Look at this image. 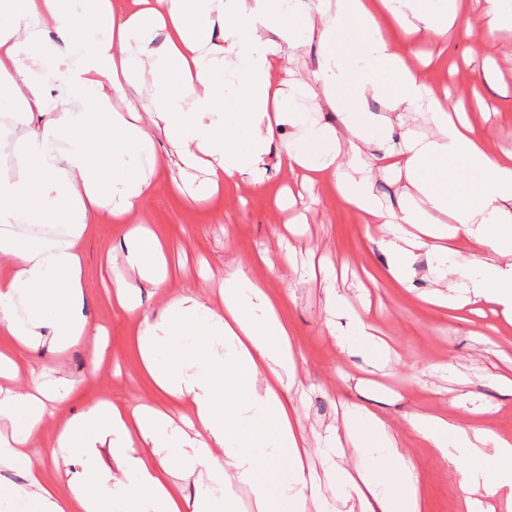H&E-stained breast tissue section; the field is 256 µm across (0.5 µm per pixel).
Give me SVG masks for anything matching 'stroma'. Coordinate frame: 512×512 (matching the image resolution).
I'll use <instances>...</instances> for the list:
<instances>
[{"mask_svg":"<svg viewBox=\"0 0 512 512\" xmlns=\"http://www.w3.org/2000/svg\"><path fill=\"white\" fill-rule=\"evenodd\" d=\"M480 41V34H468L460 22L447 44L420 36L412 51L422 57L451 52L457 72L435 64L423 69L426 81L452 105L484 98L490 112L472 113L474 125L486 133L491 147L512 149V31L497 33L488 55ZM155 149L164 164L140 218L180 262L178 274L160 288L130 276L125 225L108 220L94 225L83 245L85 314L91 324L105 328L107 354L95 360L87 342L62 352L31 354L20 360L12 389H29L35 368L51 378L65 377L72 390L65 401L50 404L56 418L80 414L104 397L121 406L151 401L135 345L139 314L160 316L184 294L202 296L222 309L220 286L226 274L240 271L283 301L305 391L298 426L307 437L342 427L346 407H368L388 423L399 448L417 466L426 512H465L454 472L407 420L415 413H441L470 422L472 406L461 400L470 393L488 407L482 422L512 435V325L490 313L477 318L465 309L452 319L447 310L424 303L422 293L436 285L427 257L414 263L408 287L396 284L387 273L388 255L368 239L366 224L338 201L326 181L305 188L286 167L273 164L262 190L229 180L216 207L203 211L173 193L178 170L165 161L170 147L163 135H156ZM287 187L298 195L297 210L304 215L292 230L278 206ZM119 275L128 279L138 315L112 307V283ZM330 287L381 330L396 357L389 368L371 372L366 357L341 349L330 335Z\"/></svg>","mask_w":512,"mask_h":512,"instance_id":"obj_1","label":"stroma"}]
</instances>
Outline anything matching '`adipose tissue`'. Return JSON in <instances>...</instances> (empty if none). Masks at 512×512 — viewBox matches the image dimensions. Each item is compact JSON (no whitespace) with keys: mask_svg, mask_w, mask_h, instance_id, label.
I'll return each mask as SVG.
<instances>
[{"mask_svg":"<svg viewBox=\"0 0 512 512\" xmlns=\"http://www.w3.org/2000/svg\"><path fill=\"white\" fill-rule=\"evenodd\" d=\"M457 13L458 0H134L124 11L112 0H0V146L11 155L0 166V331L13 339L0 376L28 351L100 336L84 315L83 243L101 215L126 224L130 269L164 286V246L138 219L158 171V133L186 201L214 198L230 179L262 188L273 159L303 181L329 179L344 204L384 228L377 245L398 284L426 252L444 271L426 303L451 312L487 304L512 324V150L492 148L465 109L449 112L395 41H447ZM307 32L324 48L314 81L281 88L288 51ZM390 79L398 90L388 96ZM317 87L348 138L304 107ZM132 88L146 91L141 107L128 100ZM380 96L387 113L376 116L366 104ZM19 111L25 126L9 125ZM394 112L423 115L434 135L396 130ZM284 124L294 135L280 144ZM375 142L404 176L399 208L372 192L366 149ZM326 303L341 322L339 345L382 368L373 327L335 292ZM136 340L168 402L129 410L102 400L55 423L53 458L81 467L68 492L29 466L26 445L69 386L42 379L0 390V419L12 426L0 436V469L27 470L0 495V512H126L131 502L138 512H234L242 486L255 512H329L337 489L347 512H425L416 466L366 407L346 410L344 433L313 440L325 450L323 476L305 467L313 441L289 398L296 353L279 300L254 280L226 277L220 312L195 295L176 298L159 318L143 316ZM172 401L189 415L175 417ZM409 424L453 468L466 512L512 502V438L439 416ZM171 461L206 478V490L184 495L168 478Z\"/></svg>","mask_w":512,"mask_h":512,"instance_id":"adipose-tissue-1","label":"adipose tissue"}]
</instances>
